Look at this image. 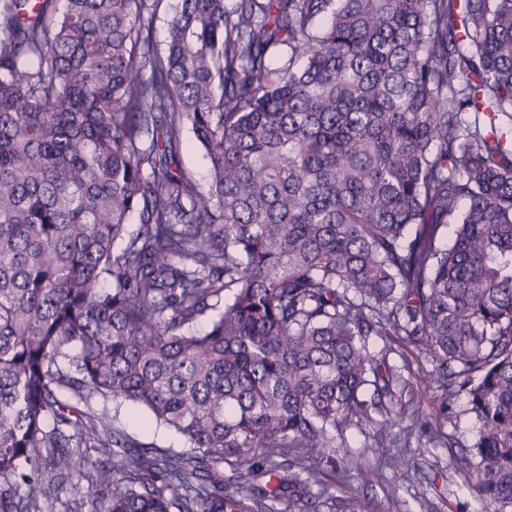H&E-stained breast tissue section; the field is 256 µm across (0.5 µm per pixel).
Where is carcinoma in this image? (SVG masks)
Here are the masks:
<instances>
[{
    "mask_svg": "<svg viewBox=\"0 0 512 512\" xmlns=\"http://www.w3.org/2000/svg\"><path fill=\"white\" fill-rule=\"evenodd\" d=\"M162 2L0 0V512H355L410 466V428L338 463L392 415L373 336L467 396L453 467L512 506V0H178L163 55ZM174 0H166L162 3L159 11L156 13L152 23V40L156 50L164 54L167 49V30L169 22L173 16ZM180 165L198 189H207L209 179L208 160L191 132H186L184 135V143L180 151ZM116 423L136 441L158 448L162 453L175 454L187 448L180 434L162 424L145 422L143 416L127 404L119 407Z\"/></svg>",
    "mask_w": 512,
    "mask_h": 512,
    "instance_id": "obj_1",
    "label": "carcinoma"
}]
</instances>
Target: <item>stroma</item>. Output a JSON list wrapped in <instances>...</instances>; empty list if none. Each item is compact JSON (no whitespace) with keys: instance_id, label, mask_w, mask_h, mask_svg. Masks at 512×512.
I'll return each instance as SVG.
<instances>
[{"instance_id":"obj_1","label":"stroma","mask_w":512,"mask_h":512,"mask_svg":"<svg viewBox=\"0 0 512 512\" xmlns=\"http://www.w3.org/2000/svg\"><path fill=\"white\" fill-rule=\"evenodd\" d=\"M391 346L389 362L400 373L407 390L395 394L397 414L392 420L347 431L344 453L351 459L379 461L392 453L394 434L409 425L412 417L435 420L440 390L433 387L416 396L411 393L416 377L432 368L428 352L397 340ZM467 408L466 397H458L447 421L439 424L441 442H434L425 433L413 435L408 472L396 475L380 469L369 486L355 481L343 486L341 497L359 504V512H485L470 490L468 476L456 471L450 462L453 455L473 443L477 434V423ZM116 422L133 439L161 452L175 454L186 448L180 434L164 425L145 422L129 405L119 407Z\"/></svg>"}]
</instances>
